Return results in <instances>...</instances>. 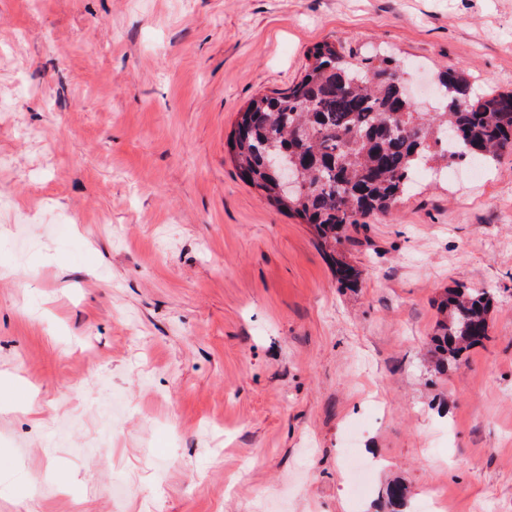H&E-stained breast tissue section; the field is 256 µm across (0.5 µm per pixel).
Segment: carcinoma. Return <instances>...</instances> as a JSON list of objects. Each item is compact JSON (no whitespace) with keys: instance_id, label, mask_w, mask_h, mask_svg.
I'll list each match as a JSON object with an SVG mask.
<instances>
[{"instance_id":"carcinoma-1","label":"carcinoma","mask_w":512,"mask_h":512,"mask_svg":"<svg viewBox=\"0 0 512 512\" xmlns=\"http://www.w3.org/2000/svg\"><path fill=\"white\" fill-rule=\"evenodd\" d=\"M307 59L287 90L250 101L228 145L242 179L312 225L337 280L353 285L359 270L336 256L346 227L388 212L430 161L489 165L512 153V91L475 92L463 72L450 69L439 79L438 111L422 112L401 91L400 62L391 55L356 62L343 47L322 42ZM296 159L301 188L288 195L268 163ZM491 305L485 291L448 290L432 339L434 372H447L488 339Z\"/></svg>"}]
</instances>
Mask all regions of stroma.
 Masks as SVG:
<instances>
[{
    "mask_svg": "<svg viewBox=\"0 0 512 512\" xmlns=\"http://www.w3.org/2000/svg\"><path fill=\"white\" fill-rule=\"evenodd\" d=\"M321 42L427 110L449 68L512 90V0H0V512H512V155L429 163L341 287L228 148ZM461 284L490 335L438 375Z\"/></svg>",
    "mask_w": 512,
    "mask_h": 512,
    "instance_id": "obj_1",
    "label": "stroma"
}]
</instances>
